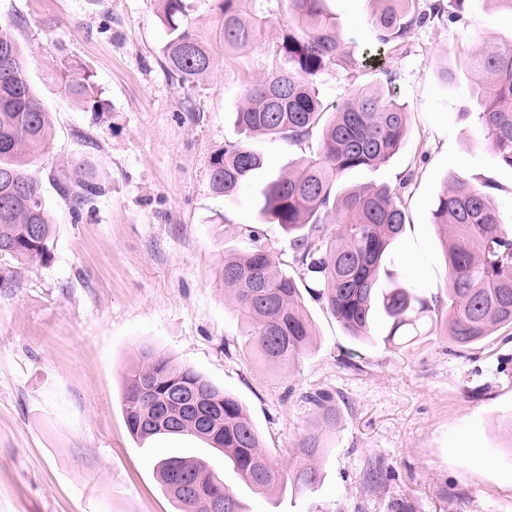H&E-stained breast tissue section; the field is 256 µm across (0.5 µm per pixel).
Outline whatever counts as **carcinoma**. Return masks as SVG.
<instances>
[{"label":"carcinoma","instance_id":"cac0c4a2","mask_svg":"<svg viewBox=\"0 0 512 512\" xmlns=\"http://www.w3.org/2000/svg\"><path fill=\"white\" fill-rule=\"evenodd\" d=\"M160 2L164 57L184 82L209 74L227 50L248 46L266 22L262 0H214L215 35L207 37L189 18L185 0ZM375 2L378 44L370 57L425 19L415 14L413 0ZM288 10L292 26L278 46L284 66L244 88L236 122L249 137L293 141L322 126L319 152L268 181L258 200L259 214L288 234L300 280L256 246L224 256V296L251 326V341L269 364L290 365L310 349L314 332L304 290L322 300L352 338L370 340L379 321L386 328L385 344L408 346L429 334L434 318L428 302L411 289L381 282L386 250L406 224L404 202L387 185L336 193L346 173L377 168L398 152L408 134L407 107L380 89L364 88L320 124L324 109L316 78L330 64L349 62L345 43L324 0H288ZM468 68L477 75L472 93L481 104L477 118L486 143L512 168V41L474 42ZM59 76L65 94L94 112L100 109L99 88L81 63L61 61ZM52 135L12 25L0 22V262L24 265L50 254L53 220L30 167L42 159ZM263 165V156L247 143L229 144L211 161L209 188L233 200ZM494 189L450 175L432 212L448 261V336L460 348L512 327V228L500 219ZM59 190L77 209L100 193L80 167L63 176ZM330 224L336 226L333 233ZM122 412L130 434L141 442L189 436L223 453L224 464L257 494L314 490L321 480L325 431L336 423L326 414L324 427L304 434L287 463H280L262 445L236 396L151 347L139 349L128 368ZM155 471L179 512H247L235 490L201 459L162 458Z\"/></svg>","mask_w":512,"mask_h":512}]
</instances>
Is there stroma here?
I'll use <instances>...</instances> for the list:
<instances>
[{
  "instance_id": "1",
  "label": "stroma",
  "mask_w": 512,
  "mask_h": 512,
  "mask_svg": "<svg viewBox=\"0 0 512 512\" xmlns=\"http://www.w3.org/2000/svg\"><path fill=\"white\" fill-rule=\"evenodd\" d=\"M377 62L371 0H326L352 62L317 79L326 110L354 91L382 88L408 107V135L387 164L346 173L339 190L388 184L406 224L389 246L382 281L416 289L435 319L448 310V264L432 210L447 174L491 183L512 224V169L484 142L465 65L479 38H512V16L495 0H453ZM159 0H0V20L23 45L28 77L50 113L53 138L33 167L54 222L50 257L0 288V512H176L154 465L179 451L209 462L237 486L250 512H512V461L500 423L512 417V329L470 347L443 328L400 350L348 336L324 302L304 294L314 324L309 352L269 366L249 327L225 300L219 270L228 252L262 245L299 273L286 233L263 220V184L318 149L255 137L266 167L237 201L209 189L213 156L241 140L234 112L245 85L282 64L287 0H265L268 17L247 48L188 84L170 75ZM74 59L92 73L103 109L67 96L51 70ZM455 84L441 77L442 67ZM87 165L102 192L80 210L58 192L61 171ZM172 355L247 407L280 460L302 434L336 411L318 487L301 496L238 487L222 453L190 437L141 442L121 399L141 345Z\"/></svg>"
}]
</instances>
